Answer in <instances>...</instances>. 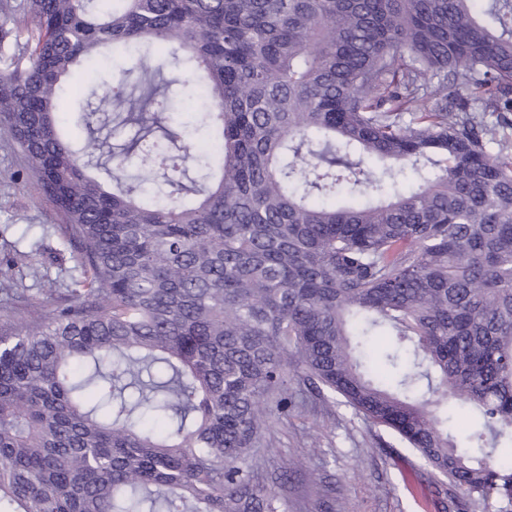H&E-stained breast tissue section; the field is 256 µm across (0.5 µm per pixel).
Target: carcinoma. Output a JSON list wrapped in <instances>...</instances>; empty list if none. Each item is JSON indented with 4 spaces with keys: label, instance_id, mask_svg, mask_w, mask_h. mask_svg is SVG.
Masks as SVG:
<instances>
[{
    "label": "carcinoma",
    "instance_id": "obj_1",
    "mask_svg": "<svg viewBox=\"0 0 512 512\" xmlns=\"http://www.w3.org/2000/svg\"><path fill=\"white\" fill-rule=\"evenodd\" d=\"M108 46L76 150L61 81ZM0 56V132L88 273L0 327V512H284L259 449L294 380L450 512H512V0H0ZM383 335L371 375L354 337Z\"/></svg>",
    "mask_w": 512,
    "mask_h": 512
}]
</instances>
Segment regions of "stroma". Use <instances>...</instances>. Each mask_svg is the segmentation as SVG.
I'll return each mask as SVG.
<instances>
[{
    "label": "stroma",
    "mask_w": 512,
    "mask_h": 512,
    "mask_svg": "<svg viewBox=\"0 0 512 512\" xmlns=\"http://www.w3.org/2000/svg\"><path fill=\"white\" fill-rule=\"evenodd\" d=\"M19 147L0 137V260L17 258L13 278L25 302L0 289L8 324L26 321L30 304L45 302L50 285L81 279L78 254L36 184L19 179ZM428 468L391 431L356 415L340 396L303 403L280 424L263 452L260 482L288 512H444Z\"/></svg>",
    "instance_id": "1"
}]
</instances>
